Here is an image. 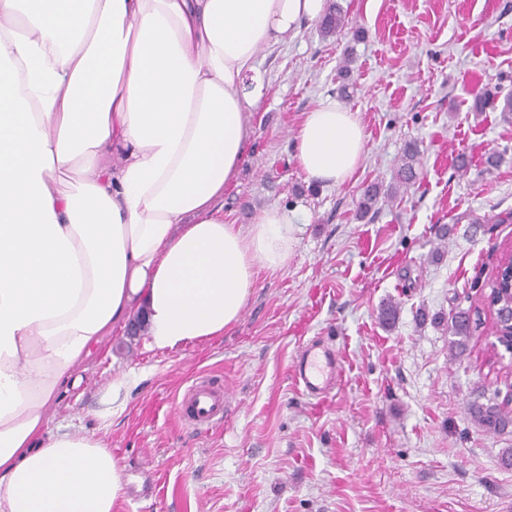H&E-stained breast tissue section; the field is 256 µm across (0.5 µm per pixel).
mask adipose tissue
Returning <instances> with one entry per match:
<instances>
[{"label": "adipose tissue", "instance_id": "1", "mask_svg": "<svg viewBox=\"0 0 512 512\" xmlns=\"http://www.w3.org/2000/svg\"><path fill=\"white\" fill-rule=\"evenodd\" d=\"M327 0H0V512H112L106 444L45 435L61 387L113 330L146 317L177 350L240 319L299 227L218 202L246 158L260 49L321 22ZM358 113H304L292 158L342 184L365 152Z\"/></svg>", "mask_w": 512, "mask_h": 512}]
</instances>
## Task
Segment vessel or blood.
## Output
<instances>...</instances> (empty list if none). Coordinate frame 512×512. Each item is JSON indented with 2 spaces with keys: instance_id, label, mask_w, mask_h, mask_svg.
I'll use <instances>...</instances> for the list:
<instances>
[{
  "instance_id": "obj_1",
  "label": "vessel or blood",
  "mask_w": 512,
  "mask_h": 512,
  "mask_svg": "<svg viewBox=\"0 0 512 512\" xmlns=\"http://www.w3.org/2000/svg\"><path fill=\"white\" fill-rule=\"evenodd\" d=\"M341 372L336 349L313 342L302 347L291 364L295 383L309 396L325 398ZM224 389L206 378L196 379L177 403L181 418L213 425L224 420Z\"/></svg>"
}]
</instances>
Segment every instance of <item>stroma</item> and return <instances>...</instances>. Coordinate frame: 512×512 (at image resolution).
<instances>
[{"label": "stroma", "instance_id": "stroma-1", "mask_svg": "<svg viewBox=\"0 0 512 512\" xmlns=\"http://www.w3.org/2000/svg\"><path fill=\"white\" fill-rule=\"evenodd\" d=\"M329 2L348 19L341 32L306 24L259 53L246 159L220 201L234 224L268 206L294 211L303 231L288 267L260 273L238 324L208 342L161 352L112 332L48 411L47 434L107 444L125 481L112 512H512V470L497 465L512 433H485L465 410L481 392L512 409L492 321L481 316L460 361L431 321L481 311L512 243V118L471 109L486 92L512 96V0ZM326 97L359 113L367 141L355 176L321 187L295 165L293 134ZM409 141L420 163L405 189L396 173ZM460 153L472 158L464 172ZM489 153L498 167H485ZM372 183L396 197L362 219ZM386 302L398 308L390 327L378 318ZM312 341L342 360L322 400L290 373ZM121 374L138 384L120 416L102 419ZM200 376L229 393L222 425L175 415Z\"/></svg>", "mask_w": 512, "mask_h": 512}]
</instances>
